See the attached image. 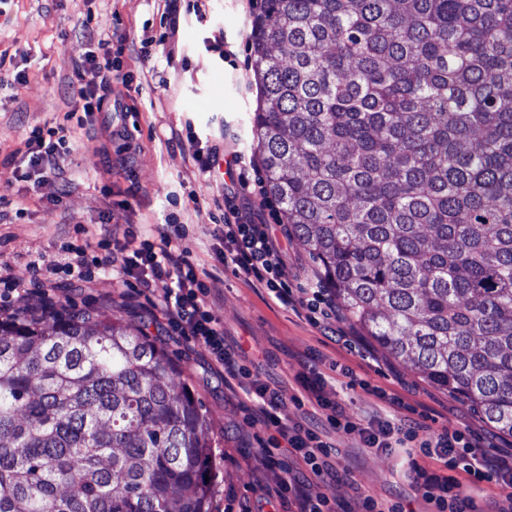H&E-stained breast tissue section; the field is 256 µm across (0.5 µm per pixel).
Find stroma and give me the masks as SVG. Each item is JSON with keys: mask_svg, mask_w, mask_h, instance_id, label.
Returning a JSON list of instances; mask_svg holds the SVG:
<instances>
[{"mask_svg": "<svg viewBox=\"0 0 512 512\" xmlns=\"http://www.w3.org/2000/svg\"><path fill=\"white\" fill-rule=\"evenodd\" d=\"M251 19L246 0H0V71L25 76L22 83L0 88V195L7 199L0 207V262L14 280H31V260L59 255L74 241L75 225L156 226L173 215L187 226L182 247L189 260L214 269L220 234L214 218L224 210L228 162L234 151L257 148L251 130L257 103ZM113 31L127 42L120 69L110 75L105 112L92 124L69 121L59 170L36 187L20 181L26 165L13 150L31 127H56L72 107L78 43ZM219 32L234 48L233 63L209 47ZM112 125L126 128V142H108ZM195 144L217 147L210 173H200L193 162ZM55 296L69 310L98 309L139 326L148 321L145 298L108 277L88 288L61 282ZM212 296L226 343L242 349L263 379L291 385L299 353L313 348L371 384L393 389L429 413L435 429L465 426L496 445L512 442L494 437L478 414L381 348H373L371 362L360 360L232 270L218 273ZM160 342L176 359L178 381L201 401L213 427L212 512H256L267 484L258 471L255 430L243 423L241 396L202 351L169 336ZM326 380L327 392L349 413L366 419L379 414L374 398L348 389L340 371L328 372ZM336 443L338 481L328 490L313 484L311 492L330 491L344 512L361 492L379 499L399 495L413 512H424L420 492L403 476V452L374 453L346 436Z\"/></svg>", "mask_w": 512, "mask_h": 512, "instance_id": "35a3bbf8", "label": "stroma"}]
</instances>
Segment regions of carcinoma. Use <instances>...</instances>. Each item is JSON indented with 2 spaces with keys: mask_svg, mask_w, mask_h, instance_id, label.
Wrapping results in <instances>:
<instances>
[{
  "mask_svg": "<svg viewBox=\"0 0 512 512\" xmlns=\"http://www.w3.org/2000/svg\"><path fill=\"white\" fill-rule=\"evenodd\" d=\"M265 194L382 349L512 437V0H259ZM89 311L0 322V512H207L212 427Z\"/></svg>",
  "mask_w": 512,
  "mask_h": 512,
  "instance_id": "carcinoma-1",
  "label": "carcinoma"
}]
</instances>
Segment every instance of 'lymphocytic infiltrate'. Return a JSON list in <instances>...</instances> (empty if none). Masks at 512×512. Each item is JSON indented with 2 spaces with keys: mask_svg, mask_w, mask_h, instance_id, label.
<instances>
[{
  "mask_svg": "<svg viewBox=\"0 0 512 512\" xmlns=\"http://www.w3.org/2000/svg\"><path fill=\"white\" fill-rule=\"evenodd\" d=\"M125 36L99 39L96 49H83L76 77V103L85 116L103 111L111 91L109 74L116 67L113 46H124ZM65 137L47 139L42 128L30 130L23 140L28 166L21 178H44L55 172ZM236 175L224 187V249L220 262L245 276L283 305L302 309L307 320L320 324L337 319L336 302L327 288L294 291L286 272L287 225L278 218L272 200L259 196L256 163L246 152H236L229 162ZM81 243L68 244L56 259H35L36 276L23 285L0 274V308L12 298L39 300L44 312L56 309L55 277L65 273L89 284L109 275L126 288H138L150 304L152 322L165 325L168 335L182 339L204 352L224 371L228 384L247 402L249 424L260 425L258 439L261 465L274 480V501L281 512H337L336 501L325 494H309L308 478L329 485L338 474L333 460V434L359 441L362 447L405 449L408 477L428 506L427 512H479L472 489L484 483L499 486L503 500L497 512H512V448L488 451L466 429H433L427 414L411 415L400 397L378 386H369L350 375L349 388L368 389L383 406L384 416L363 419L347 412L342 401L329 397L326 378L316 354H309L295 377L297 393L291 394L276 381L260 380L240 355L227 347L224 325L210 304V273H198L178 242L185 235L181 224L143 229L81 227ZM295 407L298 419L287 420V407Z\"/></svg>",
  "mask_w": 512,
  "mask_h": 512,
  "instance_id": "lymphocytic-infiltrate-1",
  "label": "lymphocytic infiltrate"
}]
</instances>
